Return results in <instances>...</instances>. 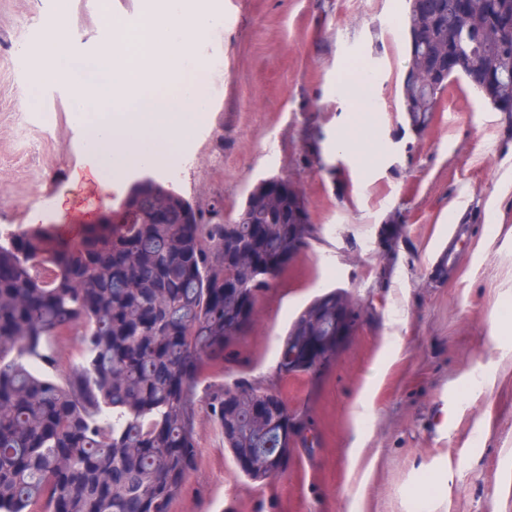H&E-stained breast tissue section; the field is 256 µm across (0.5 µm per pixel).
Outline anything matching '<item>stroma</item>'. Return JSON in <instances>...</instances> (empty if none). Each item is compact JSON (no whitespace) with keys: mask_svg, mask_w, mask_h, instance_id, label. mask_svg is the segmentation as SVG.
I'll return each mask as SVG.
<instances>
[{"mask_svg":"<svg viewBox=\"0 0 512 512\" xmlns=\"http://www.w3.org/2000/svg\"><path fill=\"white\" fill-rule=\"evenodd\" d=\"M216 16L187 59L214 110L181 175L131 169L103 188L85 128L50 84L21 65L64 20L89 54L111 21L146 0H0V225L52 224L66 239L118 209L146 177L191 204L232 214L260 179L290 180L315 228L288 285L260 299L222 379L264 380L285 335L322 295L353 324L334 353L282 386L306 424L283 478L244 473L223 426L195 424L202 463L177 512H512V114L453 79L427 127L401 105L406 0H214ZM28 41L18 51V41ZM369 72L363 97L347 81ZM375 131L364 139V125ZM344 137L357 147H336ZM464 243L446 274L435 255L451 222Z\"/></svg>","mask_w":512,"mask_h":512,"instance_id":"1","label":"stroma"}]
</instances>
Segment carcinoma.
I'll use <instances>...</instances> for the list:
<instances>
[{"label": "carcinoma", "instance_id": "carcinoma-1", "mask_svg": "<svg viewBox=\"0 0 512 512\" xmlns=\"http://www.w3.org/2000/svg\"><path fill=\"white\" fill-rule=\"evenodd\" d=\"M441 0L437 32L470 69L502 80L484 96L512 99V33L460 23ZM446 83L419 98L402 86L412 124L427 125ZM312 235L305 202L270 177L226 220L218 204L195 206L153 181L122 209L71 242L31 225L0 239V512H173L188 468L169 449L196 456V419L224 422V384L201 387L202 369L224 362L251 308L225 321L224 256L250 249L240 287L272 288ZM326 326L292 346L275 376L306 370L336 342V294L314 302ZM78 337L80 362L56 374L53 341ZM41 359L31 370L24 358Z\"/></svg>", "mask_w": 512, "mask_h": 512}]
</instances>
